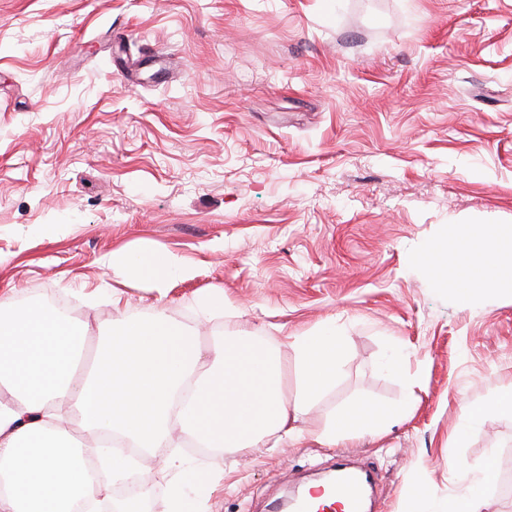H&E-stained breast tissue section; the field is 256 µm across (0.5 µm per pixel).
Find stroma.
Masks as SVG:
<instances>
[{
    "label": "stroma",
    "mask_w": 512,
    "mask_h": 512,
    "mask_svg": "<svg viewBox=\"0 0 512 512\" xmlns=\"http://www.w3.org/2000/svg\"><path fill=\"white\" fill-rule=\"evenodd\" d=\"M456 224H512V0H0V298L68 303L96 349L155 302L105 258L150 246L196 270L164 303L200 349L342 338L301 439L223 456L211 512H270L339 448L376 470L375 512L477 487L512 512L483 481L512 475V293L436 285L425 257ZM361 401L412 410L316 442ZM167 454L136 465L158 502Z\"/></svg>",
    "instance_id": "obj_1"
}]
</instances>
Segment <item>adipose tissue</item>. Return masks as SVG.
I'll use <instances>...</instances> for the list:
<instances>
[{
  "instance_id": "ef3b65f1",
  "label": "adipose tissue",
  "mask_w": 512,
  "mask_h": 512,
  "mask_svg": "<svg viewBox=\"0 0 512 512\" xmlns=\"http://www.w3.org/2000/svg\"><path fill=\"white\" fill-rule=\"evenodd\" d=\"M428 260L447 268L443 285L463 293L512 291V225H458L449 245ZM106 264L116 275H144L159 302L147 318L113 325L81 375L78 325L55 309L0 299V512H97L113 478L129 469L121 448H105L98 459L104 477L91 478L83 450L67 433L62 405L78 412L94 440L170 449L168 466L178 471V448L195 441L236 454L274 434L296 439L297 421L336 378L343 343L330 326L293 337L298 391L290 400L275 349L249 336L219 335L203 356L192 327L166 314L161 301L168 276L196 274L176 254L116 251ZM406 412L403 405L361 402L318 439L375 433Z\"/></svg>"
}]
</instances>
